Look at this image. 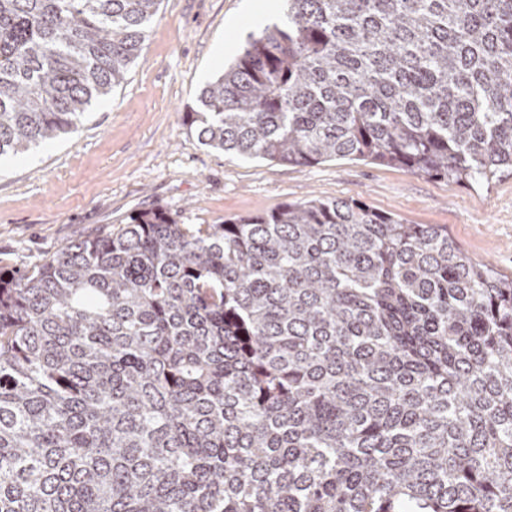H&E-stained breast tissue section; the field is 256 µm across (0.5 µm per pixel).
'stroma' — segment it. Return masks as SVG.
Returning a JSON list of instances; mask_svg holds the SVG:
<instances>
[{
    "label": "stroma",
    "instance_id": "35a3bbf8",
    "mask_svg": "<svg viewBox=\"0 0 512 512\" xmlns=\"http://www.w3.org/2000/svg\"><path fill=\"white\" fill-rule=\"evenodd\" d=\"M284 0H162L124 84L78 128L0 159V269L30 268L78 237L161 207L182 224H220L313 198L357 199L411 224H438L471 259L512 277V175L467 186L398 165L248 160L203 145L186 126L202 89Z\"/></svg>",
    "mask_w": 512,
    "mask_h": 512
}]
</instances>
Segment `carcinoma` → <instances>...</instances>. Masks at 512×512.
<instances>
[{
	"label": "carcinoma",
	"mask_w": 512,
	"mask_h": 512,
	"mask_svg": "<svg viewBox=\"0 0 512 512\" xmlns=\"http://www.w3.org/2000/svg\"><path fill=\"white\" fill-rule=\"evenodd\" d=\"M187 127L244 159L512 174V0H287ZM160 0H0V157L78 128ZM0 512H512V278L310 199L0 270Z\"/></svg>",
	"instance_id": "1"
}]
</instances>
